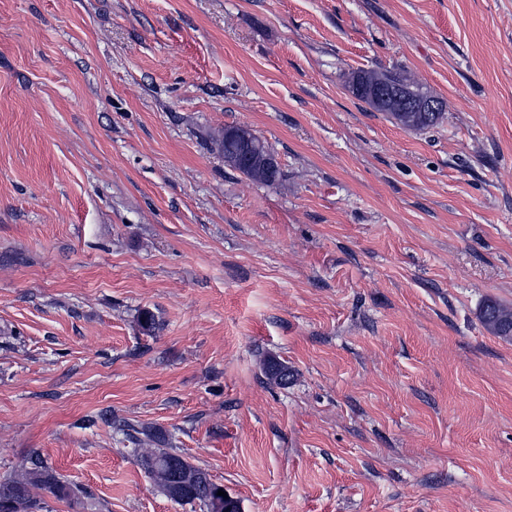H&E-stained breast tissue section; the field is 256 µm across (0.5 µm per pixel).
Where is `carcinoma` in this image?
<instances>
[{
  "mask_svg": "<svg viewBox=\"0 0 512 512\" xmlns=\"http://www.w3.org/2000/svg\"><path fill=\"white\" fill-rule=\"evenodd\" d=\"M399 88L410 89V80L399 73L390 71L358 72L353 75L350 89L359 99L368 103L373 109L388 113L401 126L422 130L435 126L443 116V112H422L418 105L409 104V108L403 112L395 111L386 104L380 102V97L388 95ZM237 127L224 129V138L221 140V150L224 152V162L231 168L239 171L246 177L271 184L278 180L280 170L272 171L269 168V161L274 159L272 151L265 142L257 135H252L254 145L253 161L248 168H241L236 163L233 153L235 144L232 142L233 133ZM480 318L483 325L496 336L512 338V307L504 305L495 300H488L484 303ZM264 373L267 378L280 386L288 385L292 378L288 366L273 359H267L263 364ZM152 439L159 444L157 448L134 449L136 457L147 456L154 465L149 471L154 484L163 488L169 476L170 463L175 461L182 474L194 479L189 485V490L184 493L183 499L186 504H199L211 512L214 500L217 499L218 490L221 486L213 483L209 475L201 468L190 463L181 454L172 448H165V436L159 432L152 435ZM19 487L10 496L0 495V512H37L40 509L39 503L31 494V488L35 486L45 487L54 493L65 491L53 470L45 465L40 459H30V467L25 478L18 481Z\"/></svg>",
  "mask_w": 512,
  "mask_h": 512,
  "instance_id": "1",
  "label": "carcinoma"
}]
</instances>
